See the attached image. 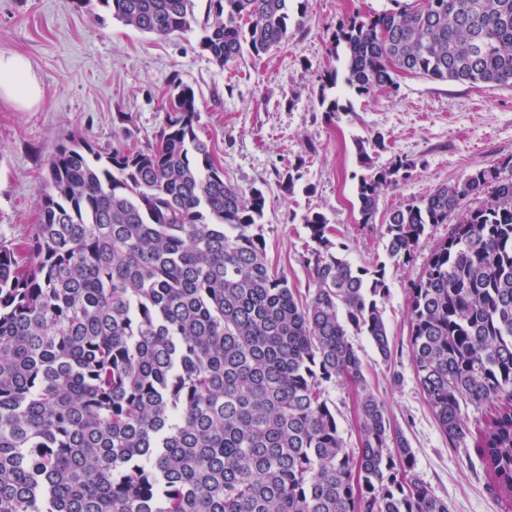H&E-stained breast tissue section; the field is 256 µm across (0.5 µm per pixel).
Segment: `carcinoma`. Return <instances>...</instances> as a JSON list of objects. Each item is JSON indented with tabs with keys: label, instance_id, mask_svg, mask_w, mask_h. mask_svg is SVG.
Segmentation results:
<instances>
[{
	"label": "carcinoma",
	"instance_id": "cac0c4a2",
	"mask_svg": "<svg viewBox=\"0 0 512 512\" xmlns=\"http://www.w3.org/2000/svg\"><path fill=\"white\" fill-rule=\"evenodd\" d=\"M135 30L200 27L221 65L288 42L289 0H101ZM359 96L400 73L512 87V0H417L342 20L330 53ZM174 86L156 145L101 153L84 140L47 161L39 222L0 238V512H448L364 382L350 331L383 360L386 265L353 267L319 212L303 217L308 296L267 258L262 190L224 181ZM362 223L419 162L377 134L355 143ZM489 192L462 211L460 202ZM451 224L409 295L417 378L454 446L470 428L512 501V158L446 184L382 224L409 261L426 226ZM358 390L346 448L325 384Z\"/></svg>",
	"mask_w": 512,
	"mask_h": 512
}]
</instances>
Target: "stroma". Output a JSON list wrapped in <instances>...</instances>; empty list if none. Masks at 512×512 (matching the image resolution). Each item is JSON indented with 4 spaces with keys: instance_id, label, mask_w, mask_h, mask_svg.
<instances>
[{
    "instance_id": "35a3bbf8",
    "label": "stroma",
    "mask_w": 512,
    "mask_h": 512,
    "mask_svg": "<svg viewBox=\"0 0 512 512\" xmlns=\"http://www.w3.org/2000/svg\"><path fill=\"white\" fill-rule=\"evenodd\" d=\"M389 0H291L290 38L255 59L217 65L198 31L158 38L113 19L99 0H0V53L28 60L43 88L24 108L0 97V236L28 237L38 221L37 196L48 158L71 138L103 152L154 144L165 123L173 81L191 86L200 103V136L237 187L260 188L267 199L262 234L269 261L299 290L311 286L302 263L311 212L335 229L341 255L356 266L385 260L380 224L388 212L418 203L441 185L512 156V88L471 87L401 74L395 89L359 97L344 84L324 89L325 75L343 70L328 40L347 15L389 8ZM339 98L347 115L332 118L322 94ZM386 142L374 154L385 167L398 155L419 160L409 179L378 202L375 226L361 222L356 187L363 169L355 142L374 133ZM301 163L302 177L286 191L284 175ZM448 224L428 226L410 262L388 267L382 308L392 348L382 359L367 336L351 340L368 386L391 425L413 450L423 481L449 512H504L499 492L472 445L453 446L419 386L409 346L408 300ZM348 448L359 444L354 386H326Z\"/></svg>"
}]
</instances>
